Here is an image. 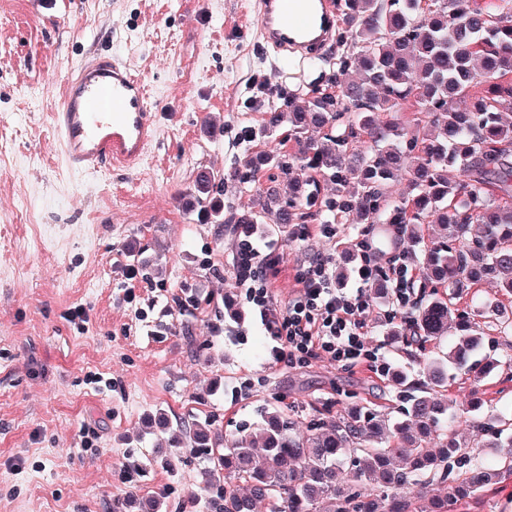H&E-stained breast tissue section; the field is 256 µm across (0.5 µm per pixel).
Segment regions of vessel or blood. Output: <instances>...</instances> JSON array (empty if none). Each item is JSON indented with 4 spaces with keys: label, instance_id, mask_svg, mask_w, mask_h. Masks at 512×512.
Listing matches in <instances>:
<instances>
[{
    "label": "vessel or blood",
    "instance_id": "1",
    "mask_svg": "<svg viewBox=\"0 0 512 512\" xmlns=\"http://www.w3.org/2000/svg\"><path fill=\"white\" fill-rule=\"evenodd\" d=\"M257 25L282 63L305 61L336 28L332 0H259ZM147 91L122 60L100 55L81 61L54 114L55 147L81 172L134 167L155 135Z\"/></svg>",
    "mask_w": 512,
    "mask_h": 512
}]
</instances>
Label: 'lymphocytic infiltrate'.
<instances>
[{
	"instance_id": "lymphocytic-infiltrate-1",
	"label": "lymphocytic infiltrate",
	"mask_w": 512,
	"mask_h": 512,
	"mask_svg": "<svg viewBox=\"0 0 512 512\" xmlns=\"http://www.w3.org/2000/svg\"><path fill=\"white\" fill-rule=\"evenodd\" d=\"M354 248L357 262L352 269V287H337L328 260L316 256L300 275L299 294L281 308L267 281L268 271L280 261L275 244L253 228L239 242L233 254L232 274L258 311L273 343L271 356L275 363L301 367L325 355L343 369L363 364L376 375L388 374L387 362L366 343L371 286L378 279H386L391 284L390 303L407 306L413 268L404 251L383 260L367 240L355 242Z\"/></svg>"
}]
</instances>
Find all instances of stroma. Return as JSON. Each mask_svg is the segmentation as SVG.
<instances>
[{
  "instance_id": "35a3bbf8",
  "label": "stroma",
  "mask_w": 512,
  "mask_h": 512,
  "mask_svg": "<svg viewBox=\"0 0 512 512\" xmlns=\"http://www.w3.org/2000/svg\"><path fill=\"white\" fill-rule=\"evenodd\" d=\"M92 49L126 61L150 89L158 134L135 168L81 174L53 153L51 116ZM339 50L331 43L318 62L279 74L253 0H0V512H112L116 502L122 512H204V482L224 475L206 477L187 437L194 423L237 435L278 407L300 435L313 416L356 406L401 418L404 386L427 375L419 348L393 335L416 306L391 318L378 298L367 314L368 347L405 384L326 358L273 364L229 271L236 240L191 197L209 170L225 178L218 204L250 210L267 180L242 185L231 172L278 140L249 143L244 130L260 127L269 91L318 84ZM337 230L331 240L291 224L276 236L283 258L268 281L279 303L297 294L309 257L345 275L346 242L377 238L369 224ZM502 300L487 282L467 303L488 338L483 354L506 362L512 341L484 310ZM77 305L81 325L70 320ZM448 393L458 439L475 460L490 458L466 408L476 398L512 407V367L478 383L459 375ZM85 426L98 434L90 450Z\"/></svg>"
}]
</instances>
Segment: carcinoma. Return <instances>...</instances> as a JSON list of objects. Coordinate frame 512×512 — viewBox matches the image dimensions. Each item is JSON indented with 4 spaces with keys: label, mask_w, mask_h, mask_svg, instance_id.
Segmentation results:
<instances>
[{
    "label": "carcinoma",
    "mask_w": 512,
    "mask_h": 512,
    "mask_svg": "<svg viewBox=\"0 0 512 512\" xmlns=\"http://www.w3.org/2000/svg\"><path fill=\"white\" fill-rule=\"evenodd\" d=\"M337 13L344 51L336 70L307 92L271 94L258 135L288 128L283 148L247 156L233 170L241 184L271 172L255 210L215 207L213 223L266 224L273 233L298 221L402 224L399 245L412 255L418 225L439 224L444 234L420 267L431 293L410 338L420 345L452 328L459 335L433 360L427 381L411 388L404 421L355 408L314 419L297 437L287 413L271 408L256 432L222 440L210 425L192 424L194 447L229 478L206 501L209 512H255L258 502L269 512H453L512 474V408L484 415L482 404L470 407L475 423L490 426L486 447L498 449L496 462L473 464L438 397L450 369L478 379L499 366L470 368L484 332L452 300L489 275L512 296V125L502 120L512 109V0H339ZM405 105L415 109L411 119L380 120ZM450 168L459 179L448 178ZM304 170L318 177L300 185L295 172ZM403 177L411 193L396 199L389 184ZM221 181L198 175V200ZM438 432L441 448L433 450L428 438ZM453 462L466 466L457 485L428 496V478L447 481ZM345 464L355 477L346 486L338 479Z\"/></svg>",
    "instance_id": "obj_1"
}]
</instances>
